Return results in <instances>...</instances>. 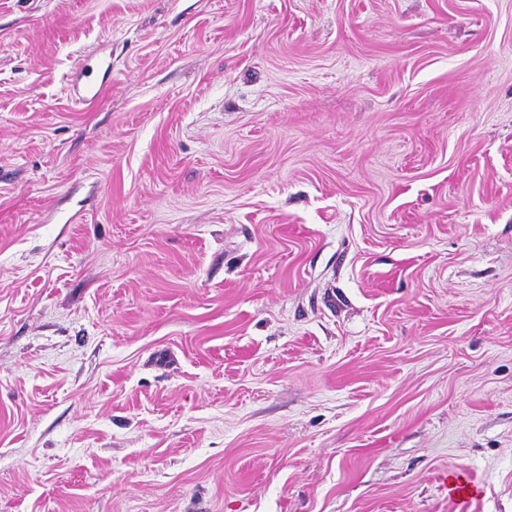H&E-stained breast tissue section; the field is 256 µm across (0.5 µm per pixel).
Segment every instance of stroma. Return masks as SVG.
I'll use <instances>...</instances> for the list:
<instances>
[{
  "mask_svg": "<svg viewBox=\"0 0 512 512\" xmlns=\"http://www.w3.org/2000/svg\"><path fill=\"white\" fill-rule=\"evenodd\" d=\"M0 512H512V0H0Z\"/></svg>",
  "mask_w": 512,
  "mask_h": 512,
  "instance_id": "35a3bbf8",
  "label": "stroma"
}]
</instances>
